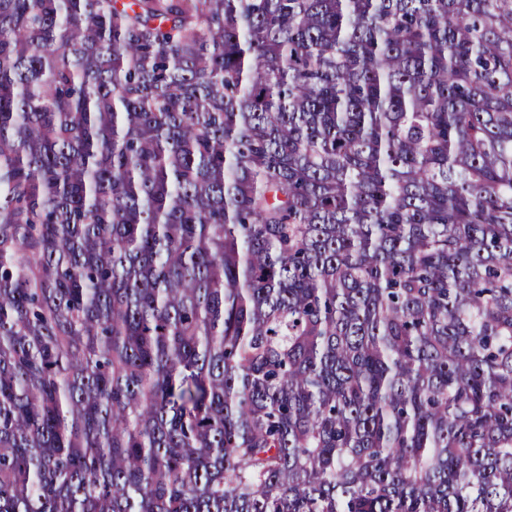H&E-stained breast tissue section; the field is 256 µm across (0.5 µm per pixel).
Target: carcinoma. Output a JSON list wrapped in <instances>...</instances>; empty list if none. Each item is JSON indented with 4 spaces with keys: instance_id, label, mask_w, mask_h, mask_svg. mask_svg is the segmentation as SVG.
Instances as JSON below:
<instances>
[{
    "instance_id": "1",
    "label": "carcinoma",
    "mask_w": 512,
    "mask_h": 512,
    "mask_svg": "<svg viewBox=\"0 0 512 512\" xmlns=\"http://www.w3.org/2000/svg\"><path fill=\"white\" fill-rule=\"evenodd\" d=\"M0 512H512V0H0Z\"/></svg>"
}]
</instances>
